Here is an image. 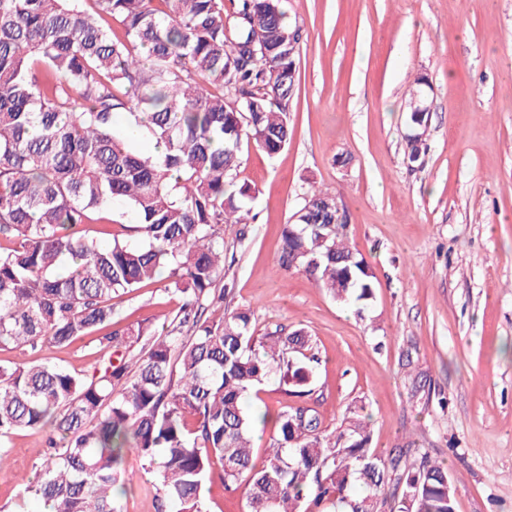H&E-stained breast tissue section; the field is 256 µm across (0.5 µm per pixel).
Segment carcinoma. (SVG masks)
<instances>
[{"label": "carcinoma", "instance_id": "1", "mask_svg": "<svg viewBox=\"0 0 512 512\" xmlns=\"http://www.w3.org/2000/svg\"><path fill=\"white\" fill-rule=\"evenodd\" d=\"M291 34L282 0H237L230 14L224 0H0V348L95 342L89 376L0 364V465L11 435H46L22 499L116 512L134 453L159 478L158 512H204L217 464L225 488L245 482L247 512H455L448 468L382 458L362 407L334 434L302 406L250 412L273 377L304 394L319 364L311 336L278 325L257 338L245 308L208 315L224 306L223 225L247 224L255 194L235 188L241 143L274 155L293 136ZM138 130L161 153L137 150ZM116 203L138 217L126 239L107 229ZM296 214L281 267L341 303L372 299L345 224L326 240L310 229L336 217V196L309 190ZM163 272L178 323L156 335L114 322L112 300ZM259 422L273 432L258 466Z\"/></svg>", "mask_w": 512, "mask_h": 512}]
</instances>
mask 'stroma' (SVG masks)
Wrapping results in <instances>:
<instances>
[{"label":"stroma","instance_id":"obj_1","mask_svg":"<svg viewBox=\"0 0 512 512\" xmlns=\"http://www.w3.org/2000/svg\"><path fill=\"white\" fill-rule=\"evenodd\" d=\"M299 29L287 148L243 144L237 185L256 190L247 235L224 227L225 308L252 312L255 336L308 331L321 363L302 397L277 381L253 410L299 404L327 431L363 407L371 447L443 462L456 512H512V0H283ZM430 83L419 167L405 159L408 89ZM348 210L351 246L375 297L363 314L279 261L281 234L309 187ZM120 323L158 330L178 296L154 282L116 299ZM94 344L39 359L90 370ZM43 435L20 431L0 468V512H14ZM117 512H156V477L127 455Z\"/></svg>","mask_w":512,"mask_h":512}]
</instances>
